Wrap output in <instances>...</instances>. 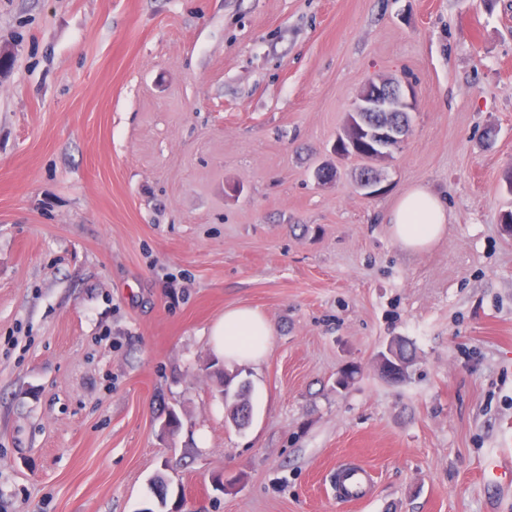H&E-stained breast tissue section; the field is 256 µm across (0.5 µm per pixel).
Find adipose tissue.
I'll use <instances>...</instances> for the list:
<instances>
[{
	"mask_svg": "<svg viewBox=\"0 0 512 512\" xmlns=\"http://www.w3.org/2000/svg\"><path fill=\"white\" fill-rule=\"evenodd\" d=\"M393 237L409 251L422 250L438 240L448 222L441 199L423 187L404 192L387 216ZM273 335L272 324L256 309L227 310L211 329L217 353L230 361H259Z\"/></svg>",
	"mask_w": 512,
	"mask_h": 512,
	"instance_id": "adipose-tissue-1",
	"label": "adipose tissue"
}]
</instances>
